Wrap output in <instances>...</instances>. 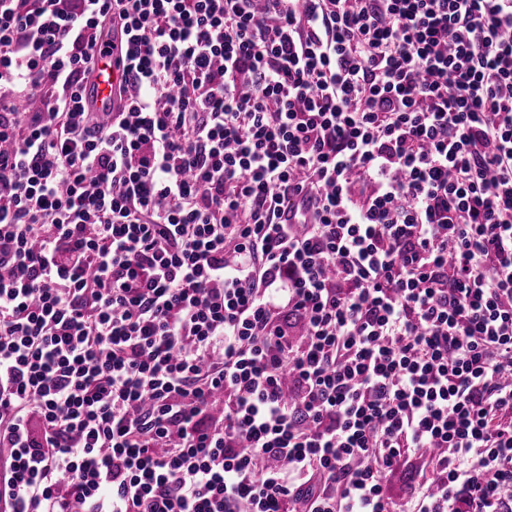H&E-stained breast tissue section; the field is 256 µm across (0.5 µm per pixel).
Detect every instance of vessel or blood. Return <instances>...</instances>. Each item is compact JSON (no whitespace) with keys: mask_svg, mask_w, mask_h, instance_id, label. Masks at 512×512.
<instances>
[{"mask_svg":"<svg viewBox=\"0 0 512 512\" xmlns=\"http://www.w3.org/2000/svg\"><path fill=\"white\" fill-rule=\"evenodd\" d=\"M126 42L113 36L111 48L94 51L92 75L86 89V97L94 111L108 112L115 100V91L124 82L126 70Z\"/></svg>","mask_w":512,"mask_h":512,"instance_id":"b4317fda","label":"vessel or blood"}]
</instances>
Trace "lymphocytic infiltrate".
Returning <instances> with one entry per match:
<instances>
[{
  "label": "lymphocytic infiltrate",
  "mask_w": 512,
  "mask_h": 512,
  "mask_svg": "<svg viewBox=\"0 0 512 512\" xmlns=\"http://www.w3.org/2000/svg\"><path fill=\"white\" fill-rule=\"evenodd\" d=\"M0 448V512H512V0H0ZM126 42L116 34L112 36V48L94 51L92 75L86 89V97L95 112H112L115 91L124 82L126 70Z\"/></svg>",
  "instance_id": "obj_1"
}]
</instances>
